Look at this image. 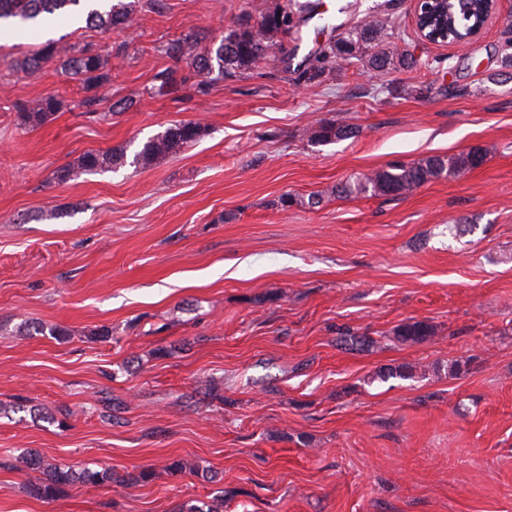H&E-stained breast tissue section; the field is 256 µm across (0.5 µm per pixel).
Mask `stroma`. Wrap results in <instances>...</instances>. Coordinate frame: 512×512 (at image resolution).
Masks as SVG:
<instances>
[{"instance_id": "35a3bbf8", "label": "stroma", "mask_w": 512, "mask_h": 512, "mask_svg": "<svg viewBox=\"0 0 512 512\" xmlns=\"http://www.w3.org/2000/svg\"><path fill=\"white\" fill-rule=\"evenodd\" d=\"M324 2L328 26L294 15L275 58L203 94L161 85L188 71L163 45L219 41L287 0H141L130 30L0 32V512H512V0L463 47L422 40L413 0ZM377 13L416 67L309 79L321 46ZM50 39L108 56L106 100L54 62L18 73ZM49 95L53 120L23 125ZM343 117L356 137L309 142ZM190 120L205 136L152 167L56 178ZM473 147L481 166L412 194L336 195ZM410 321L433 336L402 340ZM31 449L156 476L42 500L17 466ZM174 460L212 475L169 477ZM63 106L60 99L56 97H45L33 101L30 105L23 107L20 112L21 121L30 126H42L52 119V116Z\"/></svg>"}]
</instances>
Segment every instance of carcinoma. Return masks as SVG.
<instances>
[{
	"mask_svg": "<svg viewBox=\"0 0 512 512\" xmlns=\"http://www.w3.org/2000/svg\"><path fill=\"white\" fill-rule=\"evenodd\" d=\"M80 2L81 0H0V20L48 22L72 10ZM134 12L133 3L117 0L106 9L99 6L88 10L85 22L91 28L124 29L130 27ZM313 12L315 7L309 0H290L289 9L268 12L254 24L245 22L227 31L219 41L201 51L198 50L199 35L194 31L168 42L163 51L176 62L183 59L189 61L191 75L197 78V92L204 93L213 81L258 68L277 49L279 35L290 29L291 17L296 13ZM449 12L454 19L455 29L463 32L476 20V0H454L449 4ZM390 27L391 20L386 15L374 16L351 27L338 40L320 49L317 59L319 66L310 73V78L322 76L338 61L350 63L356 60L366 69L374 71L414 66L415 59L408 51L386 43ZM51 61L58 62L65 76L79 81L88 90L104 89L111 82L107 61L86 46L63 47L55 41H48L35 53L18 61L17 66L21 71L32 74ZM62 106V101L56 97L41 98L23 107L20 118L26 125L42 126ZM204 131L205 126L195 121L174 124L145 142L135 153L133 164L147 167L161 157L176 154L201 139ZM355 134V126L336 120L320 125L311 139L317 143H326L349 139ZM125 160L126 154L121 149L101 154L88 152L78 159L76 165L59 170L57 179L61 182L68 181L84 172L122 165ZM483 163L484 155L476 148L448 156L434 155L412 164L393 162L379 172L338 186L336 196L367 193L374 196L405 195L431 180L452 179L462 171L476 168ZM431 333L432 327L420 321L406 323L398 329V336L413 341L422 340ZM17 462L21 467L39 470L44 474V478L28 488L30 495L43 500L56 498L70 485L147 483L155 477L154 471L150 469L136 474L119 475L110 468L98 470L89 467L77 468L69 464H46L40 454L33 450L24 452L17 458Z\"/></svg>",
	"mask_w": 512,
	"mask_h": 512,
	"instance_id": "1",
	"label": "carcinoma"
}]
</instances>
